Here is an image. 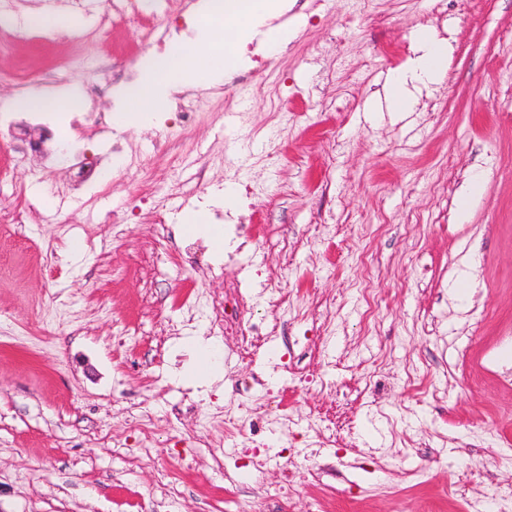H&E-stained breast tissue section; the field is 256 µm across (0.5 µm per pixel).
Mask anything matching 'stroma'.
<instances>
[{"label":"stroma","instance_id":"stroma-1","mask_svg":"<svg viewBox=\"0 0 512 512\" xmlns=\"http://www.w3.org/2000/svg\"><path fill=\"white\" fill-rule=\"evenodd\" d=\"M196 2L139 0L140 23L104 36L108 0H12L0 17V211L26 213L0 223V512H459L454 487L512 483V0H293L295 38L184 90L191 122L101 131L140 58L194 35ZM46 5L76 28L22 39L5 21ZM422 25L448 43L446 73L389 111ZM24 69L45 78L33 94L100 92L66 117L19 112ZM229 112L243 123L225 128ZM24 130L52 155L17 152ZM84 159L111 179L78 181ZM242 180L256 195L225 203ZM199 209L241 248L240 280L181 232ZM266 286L283 303L254 355L199 314L241 293L250 318ZM193 338L218 350L215 377L186 374ZM281 413L283 462L218 469L206 433ZM310 422L353 424L355 447L301 455ZM291 465L306 480L286 494ZM165 470L174 504L149 496Z\"/></svg>","mask_w":512,"mask_h":512}]
</instances>
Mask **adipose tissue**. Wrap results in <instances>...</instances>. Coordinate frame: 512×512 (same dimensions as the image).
I'll return each instance as SVG.
<instances>
[{
  "instance_id": "ef3b65f1",
  "label": "adipose tissue",
  "mask_w": 512,
  "mask_h": 512,
  "mask_svg": "<svg viewBox=\"0 0 512 512\" xmlns=\"http://www.w3.org/2000/svg\"><path fill=\"white\" fill-rule=\"evenodd\" d=\"M418 56L410 59L392 77L388 95L393 111H405L409 104V81L433 83L443 78L448 64V44L430 32H423L419 39Z\"/></svg>"
}]
</instances>
